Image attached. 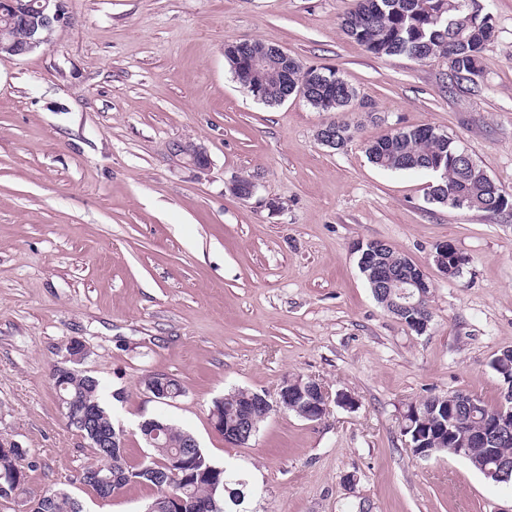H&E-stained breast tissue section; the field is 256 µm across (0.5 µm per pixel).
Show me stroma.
<instances>
[{"label": "stroma", "instance_id": "1", "mask_svg": "<svg viewBox=\"0 0 512 512\" xmlns=\"http://www.w3.org/2000/svg\"><path fill=\"white\" fill-rule=\"evenodd\" d=\"M354 0H64L54 44L0 58V440L25 451V482L0 512H27L50 488L84 512H142L135 487L103 501L76 481L91 461L51 380L70 341L97 378L132 462L141 421L191 433L217 465L247 474L245 512H512V482L466 460L412 456V403L466 391L496 403L493 359L512 349V206L458 209L427 197L429 175L373 165L365 141L432 126L512 194V0H489L495 39L471 89L449 91L448 62L376 56L340 21ZM275 45L332 69L357 92L333 114L244 90L226 43ZM344 148L321 145L331 120ZM203 144L198 171L175 143ZM239 177L255 191L230 190ZM378 240L433 284L416 334L374 298L358 244ZM467 257L460 276L439 243ZM178 379L174 402L147 375ZM311 378L353 407L322 420L271 413L243 446L209 420L233 388L276 399Z\"/></svg>", "mask_w": 512, "mask_h": 512}]
</instances>
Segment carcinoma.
I'll return each mask as SVG.
<instances>
[{"instance_id":"carcinoma-1","label":"carcinoma","mask_w":512,"mask_h":512,"mask_svg":"<svg viewBox=\"0 0 512 512\" xmlns=\"http://www.w3.org/2000/svg\"><path fill=\"white\" fill-rule=\"evenodd\" d=\"M433 0H356L355 8L341 21L344 33L366 50L377 56L406 55L422 60L442 57L451 62L452 75L448 85L455 89L476 84L473 76L474 61L480 60L484 46L463 43L460 32L463 19L469 13L467 0H454L460 8L452 14L460 22L448 23V14L437 16L424 7ZM241 42L224 45V57L237 82L249 93L260 90L264 102L274 105L288 100L285 84L267 80L252 71L246 57L240 52ZM288 84L303 90V98L323 112H340L346 107L344 99H355L356 92L338 72L327 69L288 67ZM332 98L335 104L326 103ZM370 161L377 167L394 172H425L436 177L429 186L432 201L452 208H466L496 213L509 205V194L499 185L490 184L481 176L484 169L478 162L459 159L461 148L445 134L432 127L399 128L370 143L366 147ZM369 241L359 251L358 265L376 300L402 322L430 315L429 302L432 291H426L420 308L397 310L393 308L396 296L387 286L378 282L376 273L385 272L393 278L405 277L417 266L410 263L391 246L374 248ZM62 403L70 400L92 410L84 419H68L67 426L80 433L92 453V462L83 468L80 484L91 492L100 491L97 474L118 476L112 493L118 494L129 486H143L156 491L149 503L157 506L156 512H170L172 498L182 496L197 500L214 499L212 512H241L248 482L243 471L232 466L220 467L213 463L199 448L186 447L190 433L159 419L156 425L165 426L160 436L162 447L149 449V454L138 464L130 463L125 448L126 435L117 438V444L99 446V439L112 432V413L103 402L100 382L79 372L67 373L57 387ZM253 392L237 389L213 402V407L224 408V417L248 401ZM491 405L480 396L475 402L466 403L454 393L443 397H427L408 406L404 415L403 435L413 445L434 449V454L448 452L454 441L480 428L490 417ZM196 453L190 471H180L173 477L158 482L156 478L166 470L171 455ZM466 460L479 472L486 464L501 462L512 464V436L502 440L496 448H473ZM25 472L24 458L0 455V474ZM41 502L31 512H82L80 501L64 490H47L40 495Z\"/></svg>"}]
</instances>
